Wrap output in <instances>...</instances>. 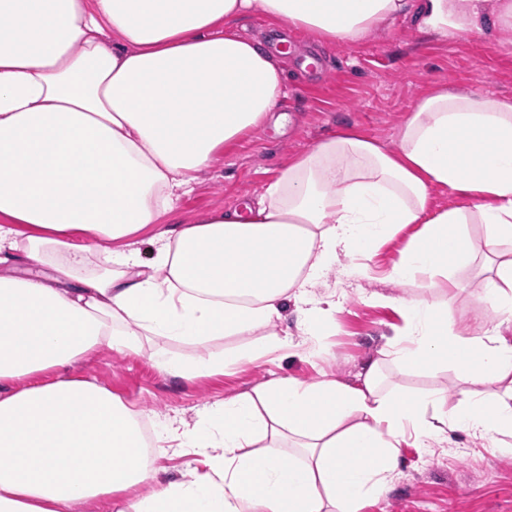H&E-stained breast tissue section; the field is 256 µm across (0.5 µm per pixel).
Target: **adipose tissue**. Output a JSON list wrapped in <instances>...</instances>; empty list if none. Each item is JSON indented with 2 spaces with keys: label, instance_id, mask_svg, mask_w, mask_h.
Listing matches in <instances>:
<instances>
[{
  "label": "adipose tissue",
  "instance_id": "adipose-tissue-1",
  "mask_svg": "<svg viewBox=\"0 0 512 512\" xmlns=\"http://www.w3.org/2000/svg\"><path fill=\"white\" fill-rule=\"evenodd\" d=\"M415 13L441 35L512 28V0H0V512H361L398 475L407 438L463 431L512 452V98L442 86L401 126L398 147L349 129L288 164L243 209L172 222L215 154L274 121L284 70L237 23L250 14L312 39L354 42ZM443 187L464 206L432 208ZM392 278L481 261L473 335L437 302L397 299L387 354L400 372L451 367L474 391L448 412L440 392L406 393L364 361L360 383L283 377L158 425L146 445L135 410L69 376L101 348L154 340L197 346L154 363L184 380L221 374L225 336L267 332L287 302L318 345L336 309L310 295L339 256L370 254L408 225ZM480 224L477 238L468 225ZM154 247L140 255V238ZM293 443L299 459L278 449ZM198 465L160 480L156 460ZM149 491L132 496L134 488Z\"/></svg>",
  "mask_w": 512,
  "mask_h": 512
}]
</instances>
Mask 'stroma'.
Listing matches in <instances>:
<instances>
[{
	"instance_id": "35a3bbf8",
	"label": "stroma",
	"mask_w": 512,
	"mask_h": 512,
	"mask_svg": "<svg viewBox=\"0 0 512 512\" xmlns=\"http://www.w3.org/2000/svg\"><path fill=\"white\" fill-rule=\"evenodd\" d=\"M242 26L245 34L267 38L272 50L290 48L282 58L288 95L279 107L288 120L280 128L269 123L254 128L219 151L178 202L174 217L183 224L206 212L243 207L291 154L330 134L355 128L396 147L399 129L416 102L439 85L512 97V29L488 26L479 33L444 37L421 29L408 14L381 23L357 42L318 43L301 32L284 33L282 25L260 15L244 18ZM283 35L288 38L284 45L279 42ZM412 234L405 229L372 255L340 256L313 290L315 297L332 294L339 302L316 351L303 346L296 306L290 303L275 325L276 332L287 333L288 348L223 375L186 381L161 373L154 351L194 352L193 347L162 340L139 353L102 348L75 373L120 396L139 418L189 423L204 406L280 377L356 383L364 361L379 356L400 322L395 299H430L448 290L439 276L390 279L392 265ZM458 276L468 287L451 296L449 324L475 334L491 328L492 320L478 323L472 316L483 290L475 267L461 269ZM386 379L414 391H441L445 411L461 399L455 370L438 364L409 375L390 370ZM490 444V439L462 432L452 433L450 443L442 445L406 439L397 479L364 512H512V456L492 452Z\"/></svg>"
}]
</instances>
